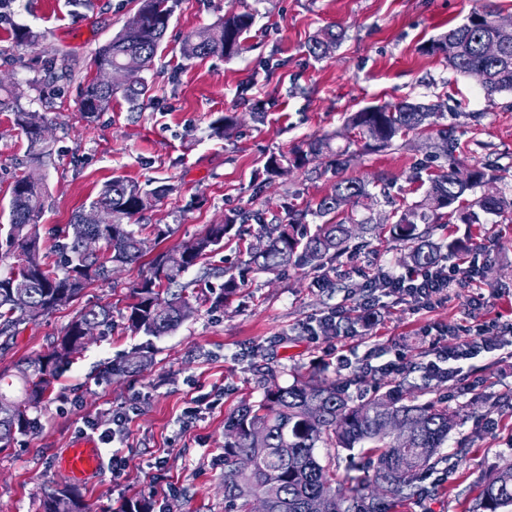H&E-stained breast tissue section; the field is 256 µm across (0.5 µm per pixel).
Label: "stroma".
<instances>
[{
	"mask_svg": "<svg viewBox=\"0 0 512 512\" xmlns=\"http://www.w3.org/2000/svg\"><path fill=\"white\" fill-rule=\"evenodd\" d=\"M487 6L512 16V0H174L154 65L142 73L151 90L138 109L119 98L108 111L88 115L80 100L91 58L134 14L136 0L0 5V72L23 89V107L50 127L54 159L38 171L46 204L36 222L45 246L117 177L176 185L175 193L134 218L138 224L171 226L160 244L164 251L180 249L208 225L222 222L225 213L279 215L289 200L315 203L348 177L390 178L395 199L391 206L354 208L356 219L383 225L381 236L368 245L352 238L349 250L319 272L253 270L247 261L259 226L235 225L207 261L210 276L196 267L183 276L199 297L194 315L159 338L132 335L124 319L147 262L123 266L88 288L79 306L111 305L112 330L75 355L55 395L37 412L33 432L0 450V512H38L42 489L66 480L56 462L79 440L80 427L111 428L115 413L129 405L138 413L124 436L102 446L98 472L78 486L94 512H117L122 499L143 497L151 499L154 512H224V418L241 401L259 397L267 377L284 385L317 370L350 382L353 395H368L382 387L383 378L355 384L351 371L318 367L325 346L344 349L356 364L379 365L398 350L417 364L428 351L424 329L469 324L476 311L488 320H512L511 212L483 224L434 227V239L456 240L481 254L477 279L468 262L457 261L460 285L449 289L447 302L413 314L395 296L384 295L380 323L334 336L321 332L324 319L335 313L353 315L378 273L411 270L408 248L389 232L394 209L425 194L424 185L409 179L415 163H447L420 137L362 151L345 124L349 113L404 99L441 104L442 124L453 127L461 142L459 162L497 164L505 175L499 188L512 196V92L486 98L475 78L421 51ZM232 9L255 15L246 51L182 59V39L219 24ZM24 29L38 34L37 44L18 39ZM327 29L343 31L344 37L330 54L313 57L308 45ZM57 51L67 54L72 68L52 79L50 59ZM258 107L264 112L260 121L252 117ZM224 115L235 116L236 123L226 136L214 137L211 124ZM315 135L329 136L332 151L263 183L270 155L292 156ZM26 146L11 113L0 112V212L8 209L14 176L28 168ZM338 146L348 147V154L336 155ZM230 276L237 291L213 307L211 297ZM479 291L490 296L481 310L473 306ZM73 314L67 308L21 326L11 348L0 350V369L48 351ZM141 347L152 358L146 370L103 376L107 364ZM463 374L479 381L476 394L418 371L408 377L419 401L446 405L460 418L442 450L446 462L423 478L424 496L407 512H470L482 486L512 466V448L504 441L512 432V360L484 353L464 362ZM115 452L129 460L117 478L109 462Z\"/></svg>",
	"mask_w": 512,
	"mask_h": 512,
	"instance_id": "1",
	"label": "stroma"
}]
</instances>
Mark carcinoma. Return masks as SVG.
I'll use <instances>...</instances> for the list:
<instances>
[{
    "mask_svg": "<svg viewBox=\"0 0 512 512\" xmlns=\"http://www.w3.org/2000/svg\"><path fill=\"white\" fill-rule=\"evenodd\" d=\"M172 16L169 0H139L135 14L121 31L94 55L93 66L110 74L111 84L88 78L83 87L81 111L105 112L120 95L137 102L149 90L144 80L125 81L133 63L150 69ZM494 9L474 11L459 26L421 47L426 55L441 56L454 71L483 75L482 90L491 97L512 92V28L492 23ZM255 23L249 10L231 12L208 30L188 36L181 54L187 60L210 55L230 57L245 50L244 35ZM341 34L327 30L311 40L308 50L320 58L335 46ZM0 111L13 114L25 134L30 162L42 166L51 159L52 146L46 126L27 122L22 94L11 79L0 77ZM437 108L422 102H385L366 106L348 116L347 127L356 131L367 148L390 147L397 138L410 133L423 135L433 129ZM438 153L448 157V169L431 174L423 199L403 210L392 232L409 245V258L417 267L433 266L446 255L459 251L458 242L443 245L431 238L430 229L459 220L477 224L480 214L498 215L512 210V197L482 193L467 195L503 179L492 164L459 165L455 153L460 142L448 127L436 130ZM331 150L330 138L315 137L307 148L288 161L302 169ZM392 182L384 177L371 180L345 178L334 193L322 197L315 208L305 212L288 204V221L271 223L262 212H230L224 221L211 224L206 232L184 248L182 267L169 269L163 253L152 260L150 273L131 289L132 302L126 306L127 328L145 336H164L184 320V308L191 303L186 288L177 290L182 275L221 248L224 237L236 224L251 220L259 225L267 249L250 253L249 266L259 272H276L293 266L319 270L328 260L349 248L352 237L344 202L368 209L378 198H390ZM175 191L170 184L154 187L136 181L115 179L106 184L91 206L107 205L117 222L101 228L90 223L87 211L77 212L65 235L46 249L35 224L43 207L44 190L34 175L21 176L12 183L8 223L0 224V346L8 347L20 326L32 322L31 303L43 306V316L70 307L87 288L109 279L111 268L129 265L155 250L156 242L169 230L132 224L130 220ZM323 219L312 232H299L307 216ZM91 234L103 240L100 254L86 256L82 240ZM57 260L50 261V255ZM93 322L112 328V307L102 305L78 309L52 343L47 354H38L17 365V371L0 372V444L7 447L16 435L34 428L37 412L54 392L55 381L73 356L81 351L87 337L82 327ZM150 364L148 352L139 362L110 364L105 373L121 377ZM457 426V414L446 406L421 403L415 397L394 396L389 390L368 401H359L347 385L311 376L290 385L272 383L261 397L237 406L224 419V512H253V502L263 499L268 512H308L311 500L320 498L325 512H395L403 501L422 496V477L443 461L441 448ZM320 448H332L335 455L349 460L339 475L331 463H322ZM245 455L253 460L249 471L238 468ZM42 512H93L76 487L70 484L44 489L39 504ZM512 507V466L498 472L485 485L470 512H500Z\"/></svg>",
    "mask_w": 512,
    "mask_h": 512,
    "instance_id": "cac0c4a2",
    "label": "carcinoma"
}]
</instances>
